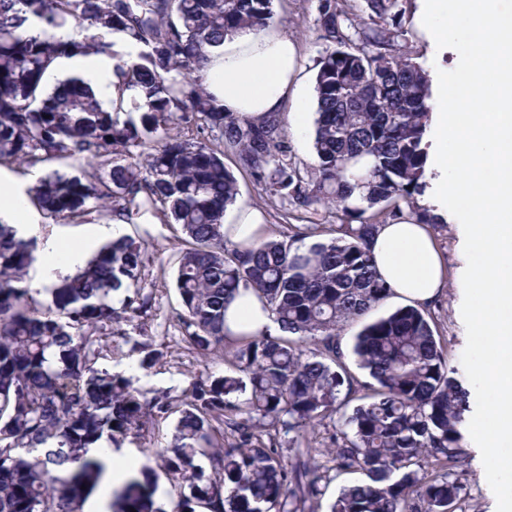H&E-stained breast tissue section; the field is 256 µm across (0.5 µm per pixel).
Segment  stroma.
Wrapping results in <instances>:
<instances>
[{
  "instance_id": "1",
  "label": "stroma",
  "mask_w": 512,
  "mask_h": 512,
  "mask_svg": "<svg viewBox=\"0 0 512 512\" xmlns=\"http://www.w3.org/2000/svg\"><path fill=\"white\" fill-rule=\"evenodd\" d=\"M404 27L407 40L403 49L422 65L427 76L437 71L453 70L459 55L451 48H437L430 33L421 30L415 20L418 0H403ZM318 0H274L272 29L288 34L297 44L302 66L301 83L296 97L288 99L283 109L285 134L288 140V157L301 171H310L315 163L312 149L314 120L316 117L315 66L326 50L320 38L315 19ZM239 194L236 205L264 212L268 226L285 223L284 201L266 192L244 173L236 175ZM107 212H94L77 222H54L41 218L35 237L45 242L49 237L72 239L83 236L93 226L111 224ZM459 225L457 220L433 227L436 239L448 266V286L432 306V323L437 336L443 342L448 356V366L453 369L459 382L467 376L461 356L467 342L466 328L461 316L463 296L457 279L464 258L458 249ZM126 235L141 244L144 264L138 286L142 295L149 299L148 312L131 321L113 323L114 334L108 348L98 360L100 366L112 373L132 378L136 387L148 396L167 393L182 395L196 378L231 372L232 366L225 360L223 351L202 356L188 346L184 330L178 319L182 310L175 281L180 257L188 247V238L180 225L164 221L160 215L148 211L136 215L125 226ZM146 342L159 351L160 357L149 369H141L131 352L133 343ZM465 456L456 474L465 488L460 502L461 512H496V498L490 489L481 455L471 437L462 440Z\"/></svg>"
}]
</instances>
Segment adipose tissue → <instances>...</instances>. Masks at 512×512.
<instances>
[{"label":"adipose tissue","instance_id":"adipose-tissue-1","mask_svg":"<svg viewBox=\"0 0 512 512\" xmlns=\"http://www.w3.org/2000/svg\"><path fill=\"white\" fill-rule=\"evenodd\" d=\"M136 50L129 37L116 30L112 33L111 54L62 57L52 70L87 76L103 92L127 103L133 92L120 88L113 69L117 59ZM204 78L208 91L223 104L225 111L250 119L281 111L300 81L296 43L272 29L261 33L240 31L225 39L222 54L211 59ZM36 222L18 181L0 169V223L14 226L18 236L24 237L33 232ZM122 228V220L116 218L78 239L50 238L38 262L43 265L62 255L68 264H82L95 241L118 236ZM371 252L377 272L397 302L430 305L448 283V269L426 225L411 220L380 225L371 242ZM224 326L226 334L234 338L242 333L272 331L274 322L256 293L242 289L226 308Z\"/></svg>","mask_w":512,"mask_h":512}]
</instances>
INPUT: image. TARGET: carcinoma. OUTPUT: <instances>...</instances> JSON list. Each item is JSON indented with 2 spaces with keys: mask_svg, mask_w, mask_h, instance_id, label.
I'll return each mask as SVG.
<instances>
[{
  "mask_svg": "<svg viewBox=\"0 0 512 512\" xmlns=\"http://www.w3.org/2000/svg\"><path fill=\"white\" fill-rule=\"evenodd\" d=\"M273 0H0V163L45 164L28 189L47 215L74 220L103 207L125 220L154 210L192 241L176 288L188 344L206 355L229 348L243 376L209 375L183 395L154 396L132 379L97 366L116 311L111 292L138 281L140 246L120 236L82 268L45 288L39 305L21 285L33 240L0 224V512H81L103 481L104 456L87 449L149 433L177 415L174 441L152 454L174 484L154 500L153 469L128 475L116 495L121 512H304L331 480L359 472L331 512H456L463 491L453 468L465 454L461 427L467 392L448 369L430 315L405 306L360 331L353 352L372 383L342 415L331 446L333 466L314 462L307 429L355 394L339 333L391 294L378 276L370 239L381 224L411 218L435 224L418 204L426 187L423 140L430 112L423 67L400 52V0H363L366 21L338 0H319L317 26L328 44L316 64V160L309 177L288 162L282 113L241 119L207 91L204 75L224 39L261 31ZM41 27L38 36L20 29ZM66 28L67 37L56 31ZM125 32L139 51L114 65L120 85L137 93L138 120L91 80L71 77L47 90L56 59L110 54L108 36ZM201 121L235 152L238 165L302 215L255 243H233L224 213L238 195L224 151L174 131ZM77 161L96 172L72 176ZM335 209L336 223L317 219ZM316 238L301 247L297 242ZM269 305L280 334L224 342V309L239 288ZM127 296L123 311L146 313ZM146 369L157 351L137 342ZM291 435L285 457L265 425ZM208 459L211 474L195 464Z\"/></svg>",
  "mask_w": 512,
  "mask_h": 512,
  "instance_id": "carcinoma-1",
  "label": "carcinoma"
}]
</instances>
